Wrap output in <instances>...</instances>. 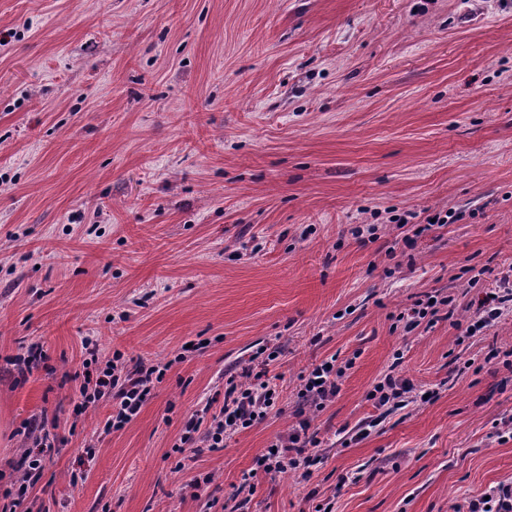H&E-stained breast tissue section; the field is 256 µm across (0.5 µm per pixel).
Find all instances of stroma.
<instances>
[{
	"instance_id": "obj_1",
	"label": "stroma",
	"mask_w": 512,
	"mask_h": 512,
	"mask_svg": "<svg viewBox=\"0 0 512 512\" xmlns=\"http://www.w3.org/2000/svg\"><path fill=\"white\" fill-rule=\"evenodd\" d=\"M1 37L0 492L44 414L68 439L51 512H205L167 454L266 347L284 412L198 455L212 512L333 356L354 365L313 421L322 462L243 512H451L512 482V371L488 357L512 313L460 345L446 321L392 327L425 292L468 318L512 264V0H0ZM86 336L172 364L87 462L101 414L73 421L60 379ZM33 341L52 369L19 375L6 359ZM391 369L438 399L380 416Z\"/></svg>"
}]
</instances>
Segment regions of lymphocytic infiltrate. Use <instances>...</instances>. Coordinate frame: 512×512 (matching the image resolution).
Instances as JSON below:
<instances>
[{"label":"lymphocytic infiltrate","instance_id":"obj_1","mask_svg":"<svg viewBox=\"0 0 512 512\" xmlns=\"http://www.w3.org/2000/svg\"><path fill=\"white\" fill-rule=\"evenodd\" d=\"M511 305L512 264L500 269L491 288L486 289L476 303L469 320L457 318L452 296L434 299L427 293L415 296L395 320L402 323L407 332L447 320L463 339L495 327ZM81 345V365L65 377L78 396L76 412L83 415L99 406H107L108 412L98 424L99 434L108 435L122 430L152 398L156 385L163 381L169 366L151 360L129 359L119 350L103 355L99 343L88 338L82 340ZM275 359V353H268L241 374L229 375L224 383L223 397H210L203 413L190 415L172 446L173 452L179 455L175 468L187 476L183 492L188 493L191 499L203 502L210 510L216 502L205 497L204 492L213 477L195 471L193 455L202 447L211 451L223 450L227 439L264 421L275 410L279 391L270 373ZM352 366L349 360L339 365L330 359L300 375L295 423L287 437L278 439L274 449L262 454L257 468L243 474L245 485L256 488L263 474L274 477L286 472H299L303 477H310L311 467L320 462L316 449L321 445L320 439L311 431L312 415L323 411L336 398L340 391L339 381ZM24 434L32 443L25 456L27 466L6 490L7 503L0 506V512H26L32 491L42 484L47 457L65 444L64 438L49 426L44 417L26 422Z\"/></svg>","mask_w":512,"mask_h":512}]
</instances>
